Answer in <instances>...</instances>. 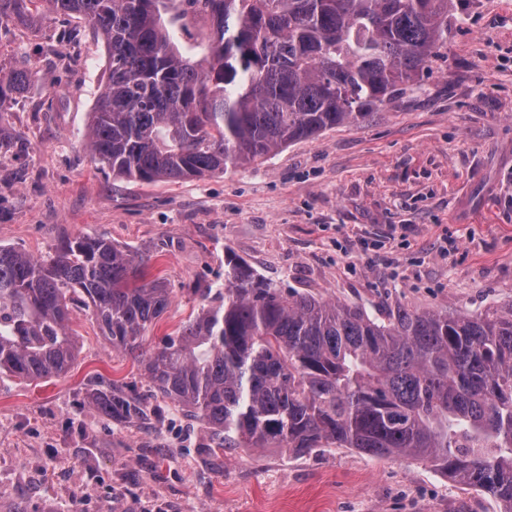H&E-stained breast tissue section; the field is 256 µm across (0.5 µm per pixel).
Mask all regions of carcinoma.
Here are the masks:
<instances>
[{
    "instance_id": "obj_1",
    "label": "carcinoma",
    "mask_w": 512,
    "mask_h": 512,
    "mask_svg": "<svg viewBox=\"0 0 512 512\" xmlns=\"http://www.w3.org/2000/svg\"><path fill=\"white\" fill-rule=\"evenodd\" d=\"M104 41L107 80L89 113L92 158L153 184L222 174L344 123H360L442 56L455 0H0V21L41 7ZM209 21L200 59L187 19ZM0 62V112L28 93ZM148 257L105 237L34 258L0 245V376L59 378L79 345L71 305L92 308L112 349L134 352L171 304ZM142 362L162 397L226 448H355L424 461L512 512V305L386 319L283 292L224 252V285ZM126 423L148 407L112 382L91 397Z\"/></svg>"
}]
</instances>
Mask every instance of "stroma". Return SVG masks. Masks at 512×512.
<instances>
[{
    "label": "stroma",
    "mask_w": 512,
    "mask_h": 512,
    "mask_svg": "<svg viewBox=\"0 0 512 512\" xmlns=\"http://www.w3.org/2000/svg\"><path fill=\"white\" fill-rule=\"evenodd\" d=\"M0 60L29 61V93L0 123V245L40 258L66 237L146 253L172 303L139 354L112 350L90 308L81 350L46 381L0 377V512H501L429 465L352 448L295 456L218 449L165 400L125 424L92 407L100 381L152 390L141 359L224 281L232 251L276 287L383 317L396 305L477 314L512 305V0H465L444 58L366 121L296 142L262 164L155 184L112 179L84 144L106 80L83 21H0Z\"/></svg>",
    "instance_id": "stroma-1"
}]
</instances>
